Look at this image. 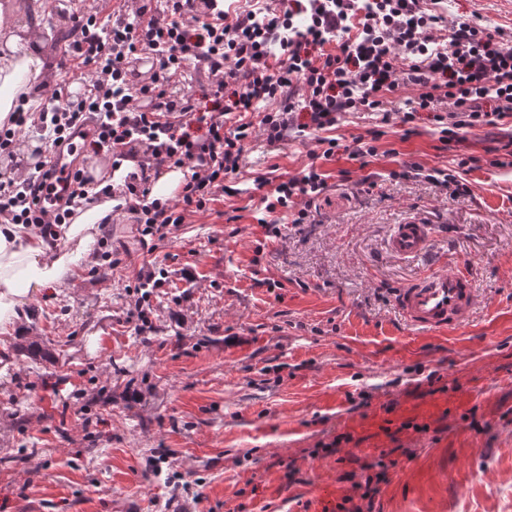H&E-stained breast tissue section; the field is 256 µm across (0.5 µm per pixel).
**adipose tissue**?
<instances>
[{
    "label": "adipose tissue",
    "instance_id": "ef3b65f1",
    "mask_svg": "<svg viewBox=\"0 0 512 512\" xmlns=\"http://www.w3.org/2000/svg\"><path fill=\"white\" fill-rule=\"evenodd\" d=\"M18 34H9L6 54L0 55V124L7 122L20 94L29 92L42 76L40 52L16 55ZM114 200L76 209L70 223L62 225L64 239L76 243L67 252L50 245L35 230L0 220V333L13 330L29 300L46 289L67 287L66 277L88 255L98 224L109 214Z\"/></svg>",
    "mask_w": 512,
    "mask_h": 512
}]
</instances>
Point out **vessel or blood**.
Instances as JSON below:
<instances>
[{"label": "vessel or blood", "mask_w": 512, "mask_h": 512, "mask_svg": "<svg viewBox=\"0 0 512 512\" xmlns=\"http://www.w3.org/2000/svg\"><path fill=\"white\" fill-rule=\"evenodd\" d=\"M53 181L65 185L68 177L81 174L89 177L90 168L84 167L75 151L62 149L50 158ZM430 241V228L425 224H399L388 241L393 254L406 257L422 255ZM478 303L473 274L469 267L451 270L436 269L422 281L402 289L396 305L408 324L421 329L457 327L465 323ZM447 409L445 403L434 399L415 405L383 408L369 411L358 418L356 429L371 432L377 441L390 439L394 430L406 422L430 424Z\"/></svg>", "instance_id": "1"}]
</instances>
